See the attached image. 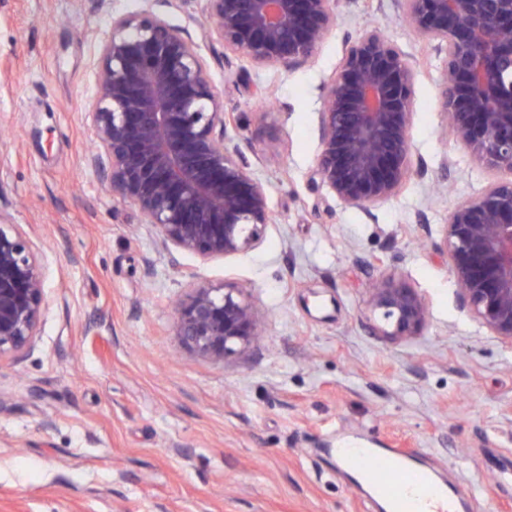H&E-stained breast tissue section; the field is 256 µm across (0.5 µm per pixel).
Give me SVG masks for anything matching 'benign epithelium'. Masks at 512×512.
Here are the masks:
<instances>
[{
  "label": "benign epithelium",
  "mask_w": 512,
  "mask_h": 512,
  "mask_svg": "<svg viewBox=\"0 0 512 512\" xmlns=\"http://www.w3.org/2000/svg\"><path fill=\"white\" fill-rule=\"evenodd\" d=\"M114 13L98 47L89 164L134 205L164 246L202 258L249 250L273 223L264 185L229 133L231 113L197 40L218 39L224 63L288 71L313 57L339 0H204L198 37L157 4ZM403 23L446 55L440 83L448 129L508 179L458 205L434 248L448 259L463 305L512 345V0H402ZM417 62L374 26L346 44L318 113L320 152L310 177L366 214L410 172ZM368 307L390 341L418 335L424 299L400 276L375 280ZM45 310L43 267L31 241L0 216V357L29 348ZM176 330L197 354L223 361L263 333L244 290L197 285L176 306Z\"/></svg>",
  "instance_id": "obj_1"
}]
</instances>
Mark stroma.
Masks as SVG:
<instances>
[{
    "instance_id": "stroma-1",
    "label": "stroma",
    "mask_w": 512,
    "mask_h": 512,
    "mask_svg": "<svg viewBox=\"0 0 512 512\" xmlns=\"http://www.w3.org/2000/svg\"><path fill=\"white\" fill-rule=\"evenodd\" d=\"M142 0H0V214L36 245L45 313L30 350L0 358V512H382L331 453L357 435L407 450L460 500L512 506V346L466 308L433 247L449 213L505 173L450 134L442 53L399 0H343L304 67L225 64L224 108L275 214L249 251L203 259L154 228L86 163L94 58L115 12ZM381 27L420 59L411 173L373 216L308 183L317 117L348 42ZM233 77H225V67ZM403 276L423 331L379 336L371 281ZM245 289L265 334L217 362L182 345L177 301Z\"/></svg>"
}]
</instances>
